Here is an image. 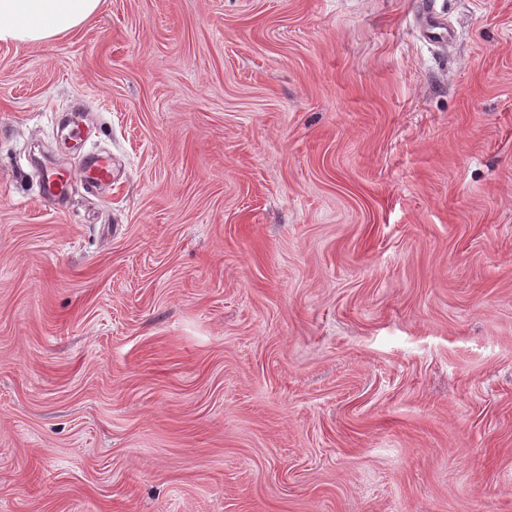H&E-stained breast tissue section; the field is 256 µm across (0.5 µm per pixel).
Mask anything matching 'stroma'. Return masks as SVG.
Returning <instances> with one entry per match:
<instances>
[{"label":"stroma","mask_w":512,"mask_h":512,"mask_svg":"<svg viewBox=\"0 0 512 512\" xmlns=\"http://www.w3.org/2000/svg\"><path fill=\"white\" fill-rule=\"evenodd\" d=\"M0 512H512V0L0 42ZM112 156L108 153H93L86 157L80 178L90 190L112 183ZM73 177L74 174L68 170H58L47 176L46 185L43 189L46 198L53 203L60 204L68 194Z\"/></svg>","instance_id":"1"}]
</instances>
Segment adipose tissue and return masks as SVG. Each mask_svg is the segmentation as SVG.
I'll use <instances>...</instances> for the list:
<instances>
[{
  "label": "adipose tissue",
  "instance_id": "obj_1",
  "mask_svg": "<svg viewBox=\"0 0 512 512\" xmlns=\"http://www.w3.org/2000/svg\"><path fill=\"white\" fill-rule=\"evenodd\" d=\"M104 0H0V41L41 44L79 28Z\"/></svg>",
  "mask_w": 512,
  "mask_h": 512
}]
</instances>
